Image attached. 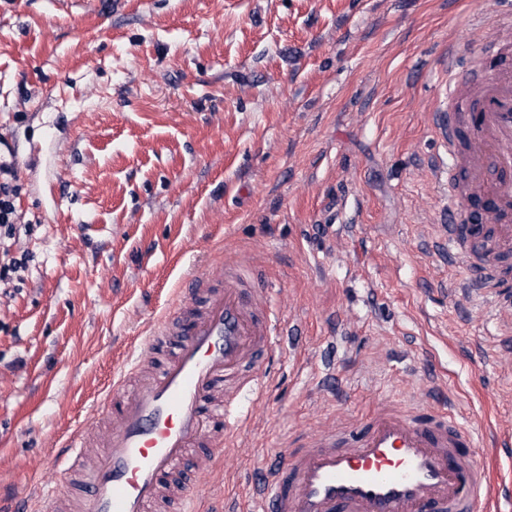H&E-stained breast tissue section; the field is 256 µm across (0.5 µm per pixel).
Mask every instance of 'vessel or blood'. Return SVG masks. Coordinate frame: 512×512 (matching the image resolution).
<instances>
[{
  "mask_svg": "<svg viewBox=\"0 0 512 512\" xmlns=\"http://www.w3.org/2000/svg\"><path fill=\"white\" fill-rule=\"evenodd\" d=\"M509 47L512 0H503L483 48ZM449 96L440 121L449 135L465 125L464 168L478 189L449 200L448 244L482 239L489 222L512 244L504 221L512 214V71L473 74ZM185 287L198 311L157 319L96 404V414L111 415L112 431L78 490L47 484L41 499H73L76 512H150L193 449L222 451L239 402L218 391L247 367L262 377L279 353L277 320L238 275L218 283L197 275ZM168 346L172 355L146 370L149 356ZM85 452L78 429L60 459L74 462ZM476 455L470 426L422 405L385 404L363 421L268 449L251 512H490L494 488Z\"/></svg>",
  "mask_w": 512,
  "mask_h": 512,
  "instance_id": "vessel-or-blood-1",
  "label": "vessel or blood"
}]
</instances>
